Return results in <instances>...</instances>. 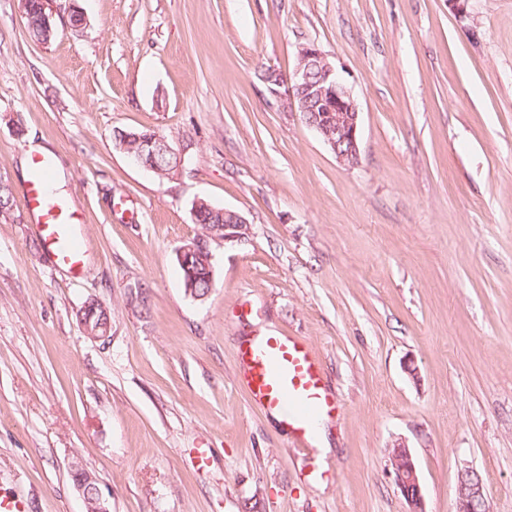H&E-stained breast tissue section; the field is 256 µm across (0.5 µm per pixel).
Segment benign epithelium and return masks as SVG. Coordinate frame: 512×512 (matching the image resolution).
I'll return each mask as SVG.
<instances>
[{
  "label": "benign epithelium",
  "instance_id": "benign-epithelium-1",
  "mask_svg": "<svg viewBox=\"0 0 512 512\" xmlns=\"http://www.w3.org/2000/svg\"><path fill=\"white\" fill-rule=\"evenodd\" d=\"M41 19L44 38L47 43L56 30L52 0H41ZM321 68V78L311 80V66ZM270 94L282 108H291L301 113L305 124L335 155L336 159L348 166L360 161L361 115L351 89L336 75V65L314 44L299 47L294 74L286 77L279 71L269 68L264 74ZM134 135L123 133L115 137L116 146L135 164L155 173L173 177L182 170L184 153L179 142H168L160 135L148 139L149 153L140 149H128V141ZM247 221L239 213H234V223L224 225V234L213 237L215 241L235 242L244 237ZM391 462L397 486L409 505V512H425L422 485L415 461L404 443L393 445ZM469 471L459 474L455 500V512H476L475 502L485 500L482 480L466 478ZM75 487L83 499H92L91 512H108L95 479L86 474L75 480Z\"/></svg>",
  "mask_w": 512,
  "mask_h": 512
}]
</instances>
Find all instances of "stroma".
Here are the masks:
<instances>
[{
	"label": "stroma",
	"mask_w": 512,
	"mask_h": 512,
	"mask_svg": "<svg viewBox=\"0 0 512 512\" xmlns=\"http://www.w3.org/2000/svg\"><path fill=\"white\" fill-rule=\"evenodd\" d=\"M32 38L0 0V492L29 512H425L477 471L512 512V0H55ZM85 17L70 24L72 11ZM335 63L361 112L347 166L257 78L300 46ZM149 130L185 151L166 180L115 147ZM82 221L85 272L51 267L27 214L29 142ZM204 198L245 238L211 243L185 290L179 246ZM110 314L92 338L79 312ZM305 340L344 407L320 482L311 450L238 385L237 345ZM198 243H199V239L195 238V239L191 240L190 242L180 246L177 249L176 256H177V260L180 264H184L186 257H188L190 259L192 257V255H194L195 253L198 252ZM210 262H212V254H209L208 258L205 260V265H206L207 270L210 272L209 277L213 283L214 282V273H213V266H212V264H210ZM180 264H179V266L182 271L183 282H184V286H185V269ZM190 264L198 272V276L196 279V288H195V284L193 282V273L191 271H188V274L186 277L185 290L187 289V292L197 299H204L208 296L211 288H213V285L211 284L210 279L207 278L206 273H205V267L203 266V263L200 259H196L195 257H192L190 260ZM194 288L196 289L197 293L201 296H199L196 293ZM391 462L397 486L409 505L408 512H425L422 485L417 473L415 461L404 443L393 445ZM95 482L94 477L87 472L84 477L77 478L74 485L82 494L85 504L89 502L90 495L93 496L91 512H109L104 505L99 488L94 484Z\"/></svg>",
	"instance_id": "1"
}]
</instances>
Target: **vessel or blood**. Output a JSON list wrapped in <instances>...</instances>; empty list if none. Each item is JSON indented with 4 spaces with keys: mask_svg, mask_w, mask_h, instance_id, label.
Listing matches in <instances>:
<instances>
[{
    "mask_svg": "<svg viewBox=\"0 0 512 512\" xmlns=\"http://www.w3.org/2000/svg\"><path fill=\"white\" fill-rule=\"evenodd\" d=\"M31 163L34 175L26 190L28 210L45 260L81 275L85 244L77 213L49 191L55 177L52 159L35 155ZM237 359L251 402L279 415L295 446L312 447L317 424H335L340 416L341 404L324 385L319 363L302 339L246 338L238 346Z\"/></svg>",
    "mask_w": 512,
    "mask_h": 512,
    "instance_id": "vessel-or-blood-1",
    "label": "vessel or blood"
}]
</instances>
